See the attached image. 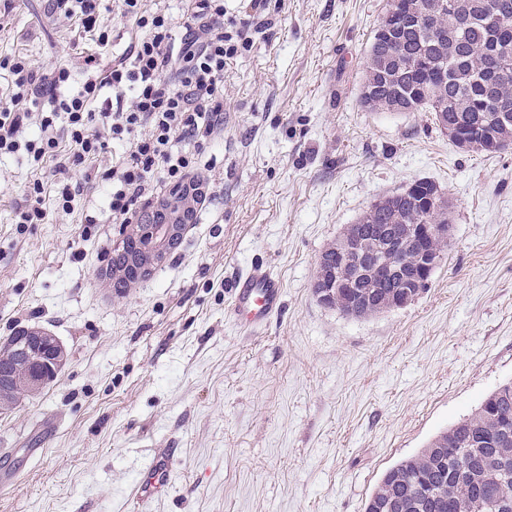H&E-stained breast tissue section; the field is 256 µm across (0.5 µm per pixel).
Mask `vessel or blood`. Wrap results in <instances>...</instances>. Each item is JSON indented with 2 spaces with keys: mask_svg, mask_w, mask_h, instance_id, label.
I'll list each match as a JSON object with an SVG mask.
<instances>
[{
  "mask_svg": "<svg viewBox=\"0 0 512 512\" xmlns=\"http://www.w3.org/2000/svg\"><path fill=\"white\" fill-rule=\"evenodd\" d=\"M231 314L251 327L266 324L281 305L282 283L266 266L254 265L239 275L232 285ZM170 469L164 459L154 460L140 476L137 494L147 503L159 497L167 488Z\"/></svg>",
  "mask_w": 512,
  "mask_h": 512,
  "instance_id": "b4317fda",
  "label": "vessel or blood"
}]
</instances>
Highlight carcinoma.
<instances>
[{
  "label": "carcinoma",
  "instance_id": "1",
  "mask_svg": "<svg viewBox=\"0 0 512 512\" xmlns=\"http://www.w3.org/2000/svg\"><path fill=\"white\" fill-rule=\"evenodd\" d=\"M469 19L456 24L440 0H387L385 16L398 23L409 13L423 15L419 28L374 34L367 70L375 74L374 109L429 112L438 128L470 131L497 127L499 144L490 150L476 140L472 152L500 154L512 149V26L498 28L487 18L493 2L512 17V0H464ZM438 186L419 179L402 191L377 199L352 225L368 245L393 233L398 211L412 224H447L448 207L424 208ZM447 241L426 239L423 247L440 260ZM418 244L406 243L397 258L406 275L417 270ZM321 303L353 318L390 310L396 288L315 289ZM365 512H512V382L491 392L470 416L436 435L379 480Z\"/></svg>",
  "mask_w": 512,
  "mask_h": 512
}]
</instances>
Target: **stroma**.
<instances>
[{
    "mask_svg": "<svg viewBox=\"0 0 512 512\" xmlns=\"http://www.w3.org/2000/svg\"><path fill=\"white\" fill-rule=\"evenodd\" d=\"M386 0H268L269 26L224 76V135L179 246L115 294L127 232L77 171L69 214L49 171L0 156V342L44 328L67 359L0 413V512H364L382 474L512 381V151L453 147L427 112L360 101ZM107 46L46 0H0V55L44 70L110 65L144 32L111 0ZM43 224H18L34 180ZM418 179L453 235L407 306L356 319L313 292L321 254L371 204ZM261 263L283 285L259 329L229 314ZM167 491L135 498L155 456Z\"/></svg>",
    "mask_w": 512,
    "mask_h": 512,
    "instance_id": "obj_1",
    "label": "stroma"
}]
</instances>
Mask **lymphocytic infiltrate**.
Here are the masks:
<instances>
[{"label":"lymphocytic infiltrate","mask_w":512,"mask_h":512,"mask_svg":"<svg viewBox=\"0 0 512 512\" xmlns=\"http://www.w3.org/2000/svg\"><path fill=\"white\" fill-rule=\"evenodd\" d=\"M53 13L77 29L110 35L105 0H49ZM122 13L145 35L101 69L87 64L78 89L69 67L41 72L26 57L0 60L11 88L0 99V155H24L33 169L52 165L55 208L70 213L79 188L73 169L97 159L110 143L124 145L121 165L101 173L110 184L108 208L116 224L132 223L136 205L154 192L181 187L201 168L208 144L224 132V69L253 46L265 25L267 0H243L241 17L224 12V0H182L184 23L121 0ZM38 120L40 133L25 137Z\"/></svg>","instance_id":"obj_1"}]
</instances>
